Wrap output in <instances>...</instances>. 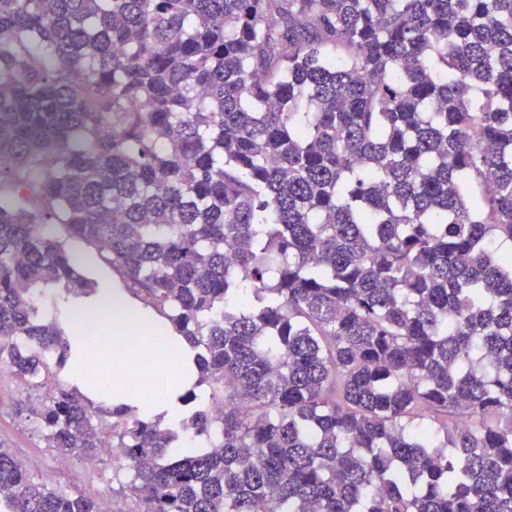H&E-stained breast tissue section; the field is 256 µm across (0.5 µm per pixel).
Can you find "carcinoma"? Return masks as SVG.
<instances>
[{"mask_svg": "<svg viewBox=\"0 0 512 512\" xmlns=\"http://www.w3.org/2000/svg\"><path fill=\"white\" fill-rule=\"evenodd\" d=\"M47 224L194 352L133 512H512V0H0V364L93 459ZM0 512L102 501L0 447Z\"/></svg>", "mask_w": 512, "mask_h": 512, "instance_id": "1", "label": "carcinoma"}]
</instances>
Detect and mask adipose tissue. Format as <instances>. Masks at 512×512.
Returning a JSON list of instances; mask_svg holds the SVG:
<instances>
[{
  "label": "adipose tissue",
  "mask_w": 512,
  "mask_h": 512,
  "mask_svg": "<svg viewBox=\"0 0 512 512\" xmlns=\"http://www.w3.org/2000/svg\"><path fill=\"white\" fill-rule=\"evenodd\" d=\"M72 309L85 326L96 328L97 334L85 345L82 355L71 363L69 384L112 405H130L144 419H158L166 426L180 421L182 409L178 392L193 384L198 376L197 366L186 359L184 339L179 336L172 339L176 357L164 352L157 358L159 370L173 377L172 384L160 391L155 381L143 376L140 370L145 341L141 324L151 320V313L136 305L123 289L115 287L98 288L94 294L73 304ZM96 368L111 372L109 393L89 390L87 379Z\"/></svg>",
  "instance_id": "1"
}]
</instances>
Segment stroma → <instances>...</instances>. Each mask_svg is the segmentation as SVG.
I'll list each match as a JSON object with an SVG mask.
<instances>
[{
  "label": "stroma",
  "mask_w": 512,
  "mask_h": 512,
  "mask_svg": "<svg viewBox=\"0 0 512 512\" xmlns=\"http://www.w3.org/2000/svg\"><path fill=\"white\" fill-rule=\"evenodd\" d=\"M43 399V394L24 389L16 379H0V445L24 461L35 482L106 501L111 512H131V500L113 478L111 450L102 451L92 464L77 456L59 459L45 446L35 416Z\"/></svg>",
  "instance_id": "obj_1"
}]
</instances>
